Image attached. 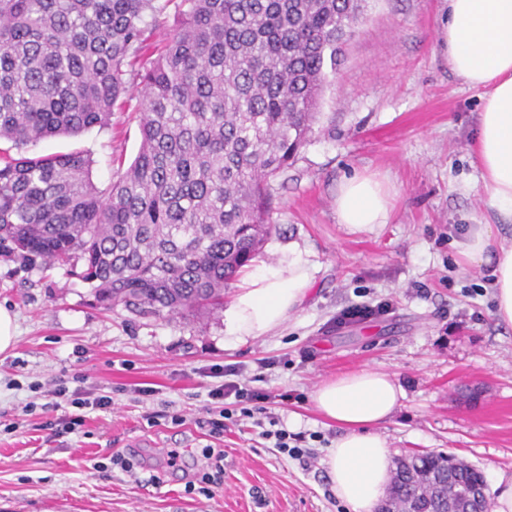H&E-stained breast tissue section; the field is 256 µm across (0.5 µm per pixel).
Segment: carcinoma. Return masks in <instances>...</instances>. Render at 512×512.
Returning <instances> with one entry per match:
<instances>
[{"mask_svg":"<svg viewBox=\"0 0 512 512\" xmlns=\"http://www.w3.org/2000/svg\"><path fill=\"white\" fill-rule=\"evenodd\" d=\"M175 2L178 28L155 44ZM367 0H0V247L68 265L106 308L198 319L271 235L269 180L315 133ZM139 94L141 146L106 191L88 155L28 157ZM81 271H76L77 265ZM389 512H454L483 474L413 455Z\"/></svg>","mask_w":512,"mask_h":512,"instance_id":"1","label":"carcinoma"}]
</instances>
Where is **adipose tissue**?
Returning <instances> with one entry per match:
<instances>
[{
	"instance_id": "adipose-tissue-1",
	"label": "adipose tissue",
	"mask_w": 512,
	"mask_h": 512,
	"mask_svg": "<svg viewBox=\"0 0 512 512\" xmlns=\"http://www.w3.org/2000/svg\"><path fill=\"white\" fill-rule=\"evenodd\" d=\"M437 31L449 70L480 93L477 133L471 151L481 188L502 216L476 224L459 242L464 264L489 267L497 320L512 326V0H447ZM393 187L383 177L355 173L336 193L339 223L370 231L387 223ZM312 281L301 252L276 265L244 267L237 292L224 312V331L245 343L280 328L304 303ZM404 392L389 373L364 368L322 381L312 393L315 409L340 433L327 456L334 492L349 512H374L390 480L392 452L377 431L397 409Z\"/></svg>"
}]
</instances>
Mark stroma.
Listing matches in <instances>:
<instances>
[{"label": "stroma", "instance_id": "obj_1", "mask_svg": "<svg viewBox=\"0 0 512 512\" xmlns=\"http://www.w3.org/2000/svg\"><path fill=\"white\" fill-rule=\"evenodd\" d=\"M446 11L445 0H368L324 91L321 133L271 182L276 229L256 260L273 265L295 249L313 273L303 307L271 335L237 345L220 314L108 310L69 267L0 250V305L17 325L13 349L0 354V512H346L326 466L339 431L311 394L364 367L394 375L404 391L378 428L394 457L449 453L489 481L512 472V327L497 323L484 270L462 266L457 247L469 225L499 218L470 150L478 93L438 53ZM140 141L134 95L109 126L45 138L27 154L86 151L103 190ZM356 172L388 176L397 190L389 222L371 232L337 220L336 192ZM384 300V315L337 325L343 308ZM216 365L262 374L263 388L290 394L276 412L289 432L306 434L307 460L279 453L249 424L209 437L202 422L221 383ZM48 383L84 385L112 405L89 412L82 434L49 437L41 422L67 409H51ZM149 412L160 413L158 425ZM174 413L183 424H172ZM212 443L224 450V485L187 493ZM172 449L183 454L176 467ZM116 454L137 463L138 480L112 465Z\"/></svg>", "mask_w": 512, "mask_h": 512}]
</instances>
